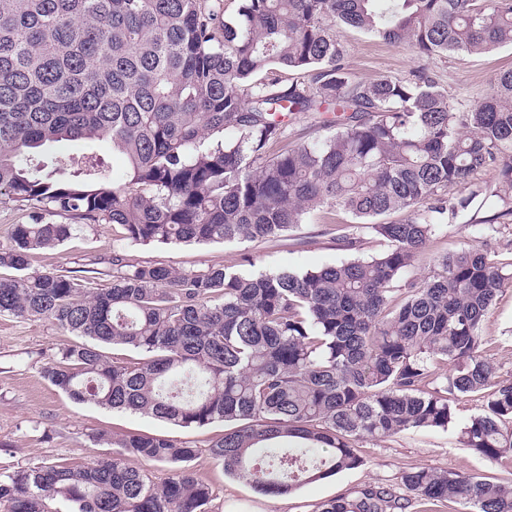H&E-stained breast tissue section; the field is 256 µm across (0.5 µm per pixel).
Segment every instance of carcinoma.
Here are the masks:
<instances>
[{"label": "carcinoma", "mask_w": 512, "mask_h": 512, "mask_svg": "<svg viewBox=\"0 0 512 512\" xmlns=\"http://www.w3.org/2000/svg\"><path fill=\"white\" fill-rule=\"evenodd\" d=\"M340 27L426 61L480 55L512 45V0H241L231 22L224 0H0V197L35 214L0 248V268L15 272L0 278V314L88 338L41 368L77 404L184 428L224 423L212 455L265 495L362 466L360 441L445 429L462 397L485 405L460 443L512 457V381L482 334L512 258L486 243L446 252L431 276L397 287L472 204L481 239L512 222V69L466 104L424 67L357 79ZM291 115L331 133L291 144ZM100 140L125 158L119 181L95 152L44 156ZM483 171L495 180L475 179ZM320 209L372 225L388 248L258 275L242 270L247 253L191 272L117 254L101 289L30 263L76 230L58 216L116 224L133 243H228L280 238ZM397 212L405 219L386 220ZM106 345L140 358L111 361ZM91 441L114 450L0 472V512H205L212 489L190 468L195 448L157 434ZM130 457L172 470L157 484ZM447 499L512 512V487L426 468L317 512Z\"/></svg>", "instance_id": "cac0c4a2"}]
</instances>
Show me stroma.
Here are the masks:
<instances>
[{"mask_svg": "<svg viewBox=\"0 0 512 512\" xmlns=\"http://www.w3.org/2000/svg\"><path fill=\"white\" fill-rule=\"evenodd\" d=\"M338 36L347 49L345 63L358 78L404 74L420 64L410 49L364 32L343 28ZM510 67L511 47L478 56L437 58L428 64L433 79L449 95L465 102L484 96L491 78ZM470 216V211H462L443 226L416 259L409 278L430 273L436 256L476 243V230L468 223ZM349 221L348 214L341 210L331 219L317 211L305 224L274 241L203 245L134 244L123 239L116 226L85 222L55 249L34 252L31 266L75 275L93 270L98 288L108 287L111 282V261L117 253L143 265L199 271L234 263L246 251L253 257L248 273L300 270L347 259L348 251L336 247V235L339 226ZM483 334L487 338L486 357L497 366L500 378L512 380V282L498 293L483 322ZM76 341V336L45 319L0 316V469L62 461L88 463L111 451L110 446L94 444L92 435L142 433L165 435L196 448L192 467L213 489L207 512H224L229 504L236 505L240 512H316L319 503L327 499L367 483L396 481L410 468L479 472L491 481L512 486V457L489 461L473 454L460 444L458 429L452 426L360 443L358 452L364 460L361 467L305 485L276 502L225 474L223 464L212 457L209 447L223 433V423L182 428L139 414L77 404L51 385L40 374L43 363L58 347Z\"/></svg>", "mask_w": 512, "mask_h": 512, "instance_id": "35a3bbf8", "label": "stroma"}]
</instances>
